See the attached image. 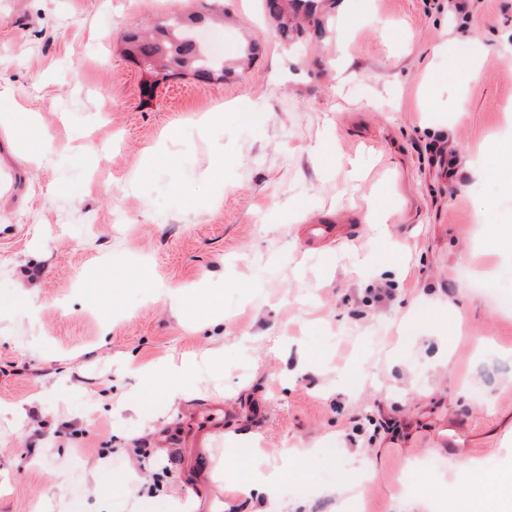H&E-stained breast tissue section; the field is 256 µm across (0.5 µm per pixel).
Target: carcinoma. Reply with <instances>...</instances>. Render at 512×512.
<instances>
[{"label":"carcinoma","mask_w":512,"mask_h":512,"mask_svg":"<svg viewBox=\"0 0 512 512\" xmlns=\"http://www.w3.org/2000/svg\"><path fill=\"white\" fill-rule=\"evenodd\" d=\"M324 0H265V9L276 22L283 42L291 39L302 18L315 26L322 25L319 12ZM216 18L214 10L192 17L169 16L154 24L150 32L128 33L127 52L143 63L147 70L164 79L190 73L199 80L221 79L234 71L224 60L210 57L196 41V31Z\"/></svg>","instance_id":"cac0c4a2"}]
</instances>
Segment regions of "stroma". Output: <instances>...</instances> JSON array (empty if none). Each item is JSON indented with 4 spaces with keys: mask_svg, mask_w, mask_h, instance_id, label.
Listing matches in <instances>:
<instances>
[{
    "mask_svg": "<svg viewBox=\"0 0 512 512\" xmlns=\"http://www.w3.org/2000/svg\"><path fill=\"white\" fill-rule=\"evenodd\" d=\"M223 5L204 46L257 36L250 69L155 83L123 35L200 0H0V90L44 135L0 120V512H251L193 436L211 409L283 471L268 512H448L458 458L512 467V249L483 226L512 229V172L472 174L512 151V0H351L296 47ZM186 356L187 396L132 411ZM340 227V224L309 222L304 227L305 241L310 248H319L335 239L340 241L343 238L339 231Z\"/></svg>",
    "mask_w": 512,
    "mask_h": 512,
    "instance_id": "stroma-1",
    "label": "stroma"
}]
</instances>
